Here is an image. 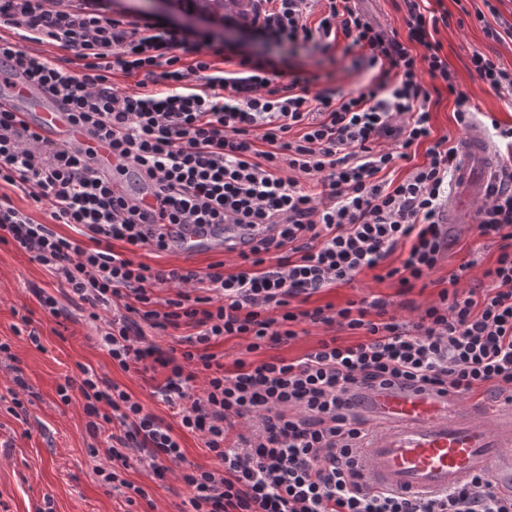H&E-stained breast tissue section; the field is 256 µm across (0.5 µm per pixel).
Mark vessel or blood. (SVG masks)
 Segmentation results:
<instances>
[{"label":"vessel or blood","mask_w":512,"mask_h":512,"mask_svg":"<svg viewBox=\"0 0 512 512\" xmlns=\"http://www.w3.org/2000/svg\"><path fill=\"white\" fill-rule=\"evenodd\" d=\"M0 104L22 117L46 140L81 148L115 192H135L144 208L155 204L152 189L133 167H121L105 141L75 125L49 92L0 61ZM459 151L464 159L457 175L473 184L472 168L486 165L492 147L479 125L469 127ZM222 237L188 235L178 251L192 256L223 247ZM357 412L372 430L362 450L361 475L370 487L426 498L489 477L495 490L512 497V403L497 408L469 407L434 391L407 388L360 390Z\"/></svg>","instance_id":"obj_1"}]
</instances>
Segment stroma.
<instances>
[{"mask_svg": "<svg viewBox=\"0 0 512 512\" xmlns=\"http://www.w3.org/2000/svg\"><path fill=\"white\" fill-rule=\"evenodd\" d=\"M419 5L428 17L451 13L452 23L439 27L434 38L441 43L442 54L468 94L477 119L512 125V101L499 99L468 69V57L475 49L512 66V40L492 39L475 17H462V10L472 12L480 7L481 0H468L462 8L455 0H419ZM232 38L246 52L264 53L285 75L324 76V86L331 90L346 93L369 84L378 75L377 70L361 63L360 49L344 37L326 48L311 44L267 47L260 36L237 26ZM451 198L462 209L466 227L449 238L436 275L445 277L471 260L475 266L465 278L470 285L493 263L497 247L476 230V196L457 183ZM140 259L156 268L186 271L205 269L220 259L230 271L237 263L234 255L220 257L213 252L186 257L145 251ZM39 288L59 300L64 316L55 318L43 310L35 294ZM396 291L395 284L375 281L368 271L350 284L324 289L312 296L310 303L340 306L368 294L392 300ZM32 331L38 332L39 344L29 341ZM0 340L10 342L14 355L13 360L0 362V512H39L47 504L52 512H181L189 490L179 475L159 481L140 466L129 468L127 479L146 492L145 498L132 506L127 505L123 491L100 482L98 468L111 464L107 437L88 436L81 404L76 400L61 403L56 394L59 383L80 379V369L85 366L135 394L165 423L177 425L179 418L154 396L155 382L150 374L125 371L112 363L98 346L95 327L86 312L68 298L66 284L12 243L0 244ZM18 374L29 386L28 393L21 396L26 409L21 417L11 411L16 388L13 378ZM92 445L97 448L93 454L88 451Z\"/></svg>", "mask_w": 512, "mask_h": 512, "instance_id": "obj_1", "label": "stroma"}]
</instances>
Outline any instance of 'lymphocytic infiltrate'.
Wrapping results in <instances>:
<instances>
[{
    "label": "lymphocytic infiltrate",
    "mask_w": 512,
    "mask_h": 512,
    "mask_svg": "<svg viewBox=\"0 0 512 512\" xmlns=\"http://www.w3.org/2000/svg\"><path fill=\"white\" fill-rule=\"evenodd\" d=\"M0 0V59L47 90L91 136L109 142L156 190L152 209L115 195L80 149L46 142L19 113L0 109V184L48 205L36 222L0 193V243L14 242L70 294L89 304L99 343L123 370L164 371L154 393L178 426L94 370L58 385L79 391L86 430L115 425L111 469L139 465L164 479L183 464L176 428L200 434L218 465L185 467L189 512H512L484 476L431 499L375 491L352 454L367 435L351 392L431 387L459 397L480 391L512 401V171L489 184L476 211L479 236L497 245L489 284L462 274L439 279L434 301L413 320L398 309L437 269L448 245V197L457 150L431 142L430 105L447 91L468 120L459 88L418 0H402L407 41L386 34L358 0H264L251 28L277 43L328 46L338 34L366 48L376 81L339 94L284 80L272 63L225 45L211 32L125 21L104 0ZM316 26H309L313 13ZM47 43L72 63L29 50ZM469 69L498 97L512 98V69L472 51ZM135 77L114 89V74ZM390 137L394 146H381ZM428 144L425 163L395 178L397 161ZM73 226L89 247L58 234ZM229 235L235 271L157 269L142 250L175 251L184 234ZM122 252H115L114 242ZM398 284L401 303L374 296L310 306L321 290L367 271ZM177 283L174 296L160 297ZM414 308V307H413ZM329 337L291 360L278 348L306 326ZM189 327L182 354L148 330ZM243 339L232 364L212 353ZM203 387H196V380Z\"/></svg>",
    "instance_id": "1"
}]
</instances>
